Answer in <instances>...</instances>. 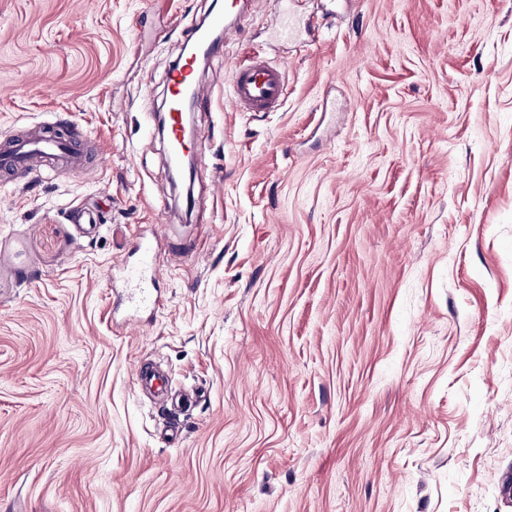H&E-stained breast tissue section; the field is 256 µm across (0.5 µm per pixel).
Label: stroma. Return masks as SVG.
Returning <instances> with one entry per match:
<instances>
[{
	"mask_svg": "<svg viewBox=\"0 0 512 512\" xmlns=\"http://www.w3.org/2000/svg\"><path fill=\"white\" fill-rule=\"evenodd\" d=\"M213 10L0 0V135L88 155L0 172V512H512V0H349L276 43L255 0L196 71L209 177L161 205L166 76ZM253 48L278 111L230 98ZM139 235L160 305L129 321ZM141 362L196 395L177 440ZM54 124L48 123L39 137L16 141L2 151L0 149V170L7 172L23 168L38 176L40 170L34 168L33 162L39 158L54 167V174L58 177L76 173L82 164L83 136L77 129H73L70 135H59Z\"/></svg>",
	"mask_w": 512,
	"mask_h": 512,
	"instance_id": "1",
	"label": "stroma"
}]
</instances>
